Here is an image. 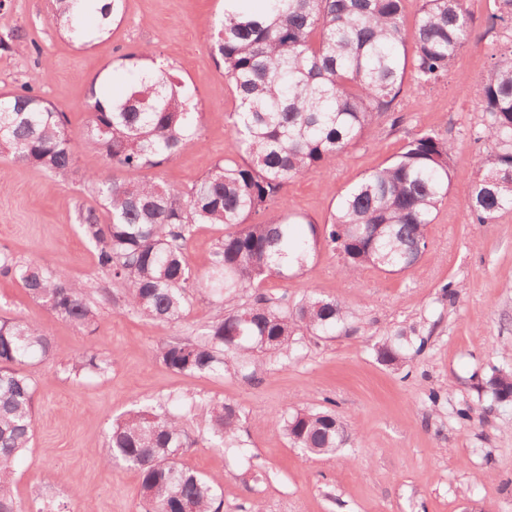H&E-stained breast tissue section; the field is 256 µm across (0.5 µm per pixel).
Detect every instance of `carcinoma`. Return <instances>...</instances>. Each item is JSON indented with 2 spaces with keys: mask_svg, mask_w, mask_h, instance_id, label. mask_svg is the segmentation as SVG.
I'll use <instances>...</instances> for the list:
<instances>
[{
  "mask_svg": "<svg viewBox=\"0 0 512 512\" xmlns=\"http://www.w3.org/2000/svg\"><path fill=\"white\" fill-rule=\"evenodd\" d=\"M255 11L224 8L214 49L224 63L236 110L228 123L234 158H224L182 192L139 174L197 142L202 112L172 65L152 51L127 56L121 90L93 91L86 102L88 135L105 157L130 174L123 181L90 175L99 206L79 223L97 264L125 286V307L167 323L181 321L196 295L214 298L215 314L198 336L160 344L152 356L180 374H241L258 379V354L287 359L307 336L348 330L349 312L334 299L305 295L293 304L261 291L271 278L302 272L323 250L341 255L339 272L372 267L401 274L428 248L429 226L448 194L455 143L434 130L412 136L385 166L340 196L323 224L291 221L286 187L327 169L382 114L391 111L405 75L423 89L448 76L471 42L467 0H422L412 31L403 0H259ZM124 0H55L54 22L79 46L109 32ZM489 30L512 32V0H492ZM478 155L469 209L475 224L512 211V46L494 55L482 85ZM45 171L55 182L78 174V145L67 116L30 89L0 94V151ZM278 207L279 213L268 212ZM198 224H221L208 268L188 265L185 251ZM0 274L16 280L57 318L90 333L98 302L58 267L22 260L0 248ZM252 302L235 307L241 293ZM400 335L376 348L389 366L404 360ZM58 353L40 326L0 317V512H63L66 505L11 493L15 463L35 429V386L25 366ZM75 374L103 375L109 361L87 351L69 362ZM494 400L512 401V372L489 380ZM240 410L218 402L204 421L207 442L241 456ZM275 424L291 444L329 454L347 433L330 408L294 410ZM197 443L169 404L130 410L112 421L105 464L123 463L141 477L146 512H222L224 501L204 476L186 467L181 450Z\"/></svg>",
  "mask_w": 512,
  "mask_h": 512,
  "instance_id": "obj_1",
  "label": "carcinoma"
}]
</instances>
